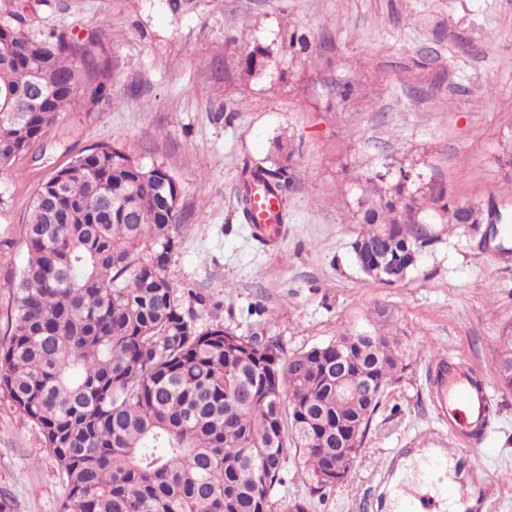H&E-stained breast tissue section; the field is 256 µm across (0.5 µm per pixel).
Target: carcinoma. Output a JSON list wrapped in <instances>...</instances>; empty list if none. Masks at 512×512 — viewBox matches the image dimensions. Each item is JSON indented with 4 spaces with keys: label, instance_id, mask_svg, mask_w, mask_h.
Listing matches in <instances>:
<instances>
[{
    "label": "carcinoma",
    "instance_id": "carcinoma-1",
    "mask_svg": "<svg viewBox=\"0 0 512 512\" xmlns=\"http://www.w3.org/2000/svg\"><path fill=\"white\" fill-rule=\"evenodd\" d=\"M106 60L65 31L38 37L0 17V168L40 143L78 99L104 97ZM283 188L289 166L260 169ZM32 197L0 340V394L40 430L67 488L59 512H273L288 447L312 494L336 486V421L363 444L405 369L388 333L342 332L285 355L279 341L201 330L166 276L182 220L163 212L172 176L110 143L85 149ZM462 220L447 197L396 188L358 200L357 239L397 224L423 248L424 209ZM498 380L512 389V326L499 336Z\"/></svg>",
    "mask_w": 512,
    "mask_h": 512
}]
</instances>
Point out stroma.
<instances>
[{
    "label": "stroma",
    "instance_id": "stroma-1",
    "mask_svg": "<svg viewBox=\"0 0 512 512\" xmlns=\"http://www.w3.org/2000/svg\"><path fill=\"white\" fill-rule=\"evenodd\" d=\"M32 32L65 30L104 50L107 99L64 113L36 151L0 170V335L11 277L37 186L82 150L111 143L174 178L183 217L166 274L199 329L279 338L287 353L324 345L379 321L397 336L406 369L382 398L348 477L312 496L289 457L276 503L308 512H375L388 453L444 448L474 494L500 490L489 512H512V390L496 353L512 324V238L486 231L512 220V0H0ZM296 32L307 50L289 47ZM266 49L264 67L243 59ZM293 152L282 193L280 247L266 251L236 209L245 168L273 169ZM439 182L449 203L482 211L480 224L433 214L430 244L401 282L365 275L351 243L357 200L376 195L375 172ZM476 369L492 396L491 438L465 445L438 418L435 356ZM40 432L0 401V494L13 512H58L66 487Z\"/></svg>",
    "mask_w": 512,
    "mask_h": 512
}]
</instances>
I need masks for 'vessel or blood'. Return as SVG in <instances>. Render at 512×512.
<instances>
[{"label":"vessel or blood","mask_w":512,"mask_h":512,"mask_svg":"<svg viewBox=\"0 0 512 512\" xmlns=\"http://www.w3.org/2000/svg\"><path fill=\"white\" fill-rule=\"evenodd\" d=\"M249 224L255 239L275 248L277 237L270 227L282 215L281 195L273 188L258 187L250 197ZM438 415L449 433L464 442L485 443L491 432L487 388L475 387L471 369L463 362L442 372L436 386ZM389 477L392 512H448L450 505L468 504L470 494L456 482H448V451L444 448H402L384 467Z\"/></svg>","instance_id":"vessel-or-blood-1"}]
</instances>
